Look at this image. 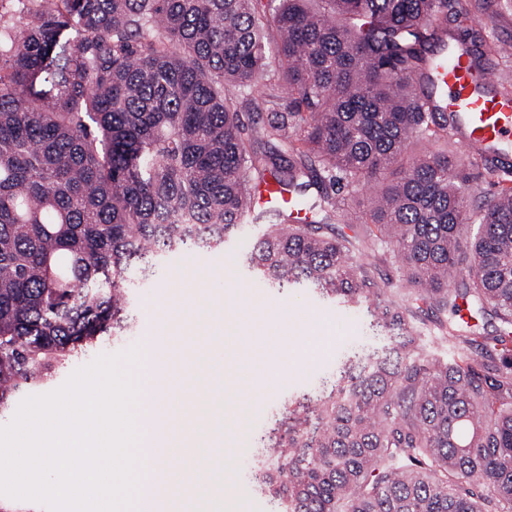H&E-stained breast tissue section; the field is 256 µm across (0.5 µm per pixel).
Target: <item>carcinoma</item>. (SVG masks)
<instances>
[{
  "instance_id": "carcinoma-1",
  "label": "carcinoma",
  "mask_w": 512,
  "mask_h": 512,
  "mask_svg": "<svg viewBox=\"0 0 512 512\" xmlns=\"http://www.w3.org/2000/svg\"><path fill=\"white\" fill-rule=\"evenodd\" d=\"M0 10V413L130 327L135 263L258 228L271 288L366 311L386 355L288 399L255 474L281 512H512V187L472 202L436 84L461 0H12ZM453 17L455 28L448 27ZM279 34L277 64L268 35ZM269 182L321 216L257 209ZM372 187L362 201L355 191ZM367 231L336 236L337 211ZM396 264L398 279L377 280ZM498 319L481 335L461 306ZM442 315L424 354L418 315Z\"/></svg>"
}]
</instances>
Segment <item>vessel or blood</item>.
Here are the masks:
<instances>
[{
  "instance_id": "b4317fda",
  "label": "vessel or blood",
  "mask_w": 512,
  "mask_h": 512,
  "mask_svg": "<svg viewBox=\"0 0 512 512\" xmlns=\"http://www.w3.org/2000/svg\"><path fill=\"white\" fill-rule=\"evenodd\" d=\"M440 75L448 87L447 110L463 115L460 136L466 150H498L512 139V95H487L466 55L452 52Z\"/></svg>"
}]
</instances>
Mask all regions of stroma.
Here are the masks:
<instances>
[{"mask_svg":"<svg viewBox=\"0 0 512 512\" xmlns=\"http://www.w3.org/2000/svg\"><path fill=\"white\" fill-rule=\"evenodd\" d=\"M478 0H462L465 9L471 10L473 26L479 29L487 43L506 47L504 55L494 56L487 73L488 91L501 90L503 84L512 83V7L495 8L493 14L475 11ZM184 266H173L170 261L158 262L148 279H134L131 288V315L134 326L122 341L100 338L85 356L74 362V369H82L97 358L120 357L137 350L147 329H154L158 351L167 376L171 379L173 397L187 408L186 422L196 425L201 414L195 409L201 390L197 365L209 352L225 348L227 335L262 329L269 343H276L282 331L301 332L310 324L326 322L344 325L345 330L335 347L320 361L292 369L287 385L272 381L261 386L242 383L235 359H227L222 371L214 373L208 387L213 395V415L221 417L225 395L234 392L237 423L246 438L241 452H233L222 429L211 434L212 466L222 470L225 464H234L231 490L238 500H261L262 512H280L279 505L269 497L261 496L254 483V473L263 462L266 450L259 434L278 419L285 400L293 395L312 393L322 381L336 372V366L350 352L383 348L389 345L388 337L377 335L365 317L356 308L332 309L331 305L317 300L306 288L277 290L236 271L235 258H228L223 274L206 273L207 252L190 249L184 251ZM228 296L224 308L225 334L207 335L192 330L185 320L187 297L193 294H220Z\"/></svg>","mask_w":512,"mask_h":512,"instance_id":"35a3bbf8","label":"stroma"}]
</instances>
